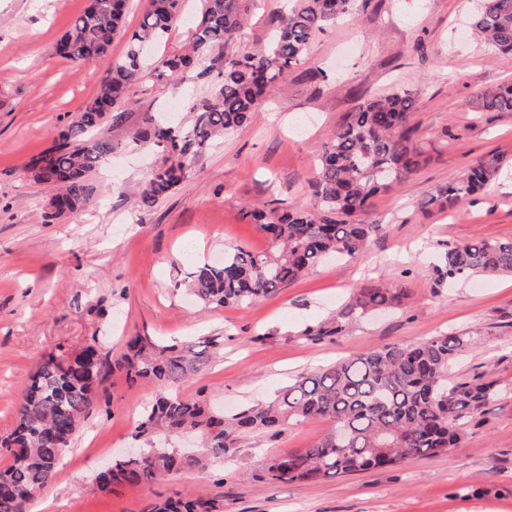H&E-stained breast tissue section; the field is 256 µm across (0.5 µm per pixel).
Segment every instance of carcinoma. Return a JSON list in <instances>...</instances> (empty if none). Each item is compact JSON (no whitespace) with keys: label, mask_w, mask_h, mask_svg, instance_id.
Instances as JSON below:
<instances>
[{"label":"carcinoma","mask_w":512,"mask_h":512,"mask_svg":"<svg viewBox=\"0 0 512 512\" xmlns=\"http://www.w3.org/2000/svg\"><path fill=\"white\" fill-rule=\"evenodd\" d=\"M242 2L204 0L191 46L154 61L145 54V46L158 48L164 43L182 18L184 0H149L143 21L118 60L112 59V43L125 31L128 0H88L58 50L77 68L106 62L107 74L60 140L28 165L34 181L57 190L45 222L78 212L104 194L105 188L90 174L124 144L112 140L103 127L123 122L121 107L143 74L158 79L188 72L200 78L217 74L208 94L195 101L188 125L172 127L147 112L142 127L132 134L134 144H146L161 156L136 194L138 206L150 209L178 188L189 163L216 138L255 119L267 90L305 60L312 36L350 12L355 0H291L263 48L229 52L228 45L244 25L247 8ZM469 24L493 52L512 54V0H483ZM416 104V93L397 87L348 113L323 146L315 206L294 212H249L269 242L267 250L230 246L221 263L197 266L189 281L195 300L217 307L247 305L304 276L329 255L360 253L375 229L366 220L373 198L402 184L420 166L409 126ZM484 110L512 112V84L483 92L477 111ZM502 163L498 154L478 159L460 179L431 194L426 205L453 206L472 199L497 177ZM500 273H512L511 241L456 244L433 269L441 283ZM406 298L403 288H361L335 316L306 327L301 337L341 334L353 322L399 306ZM471 345L469 336L452 332L418 344L370 347L319 371L294 376L274 400L231 417L202 400L181 396L182 384L205 360L195 341L169 344L136 335L114 364L95 341L78 349L60 348L20 386L15 425L0 437V457L7 458L0 469V512H25V504L53 480L114 366L129 382L153 383L158 394L133 432L144 443L143 456L112 459L111 476L95 477L97 490L150 484L186 469L206 473L235 455L247 434L275 435L291 422H331V430L315 444L274 452L249 472L253 479L290 484L391 468L414 458L433 459L456 447L468 428L480 424L497 393L496 382L483 375L449 379L452 364ZM186 430L200 439L190 455L174 445ZM149 512H224V503L199 492L168 499Z\"/></svg>","instance_id":"carcinoma-1"}]
</instances>
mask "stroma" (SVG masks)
I'll use <instances>...</instances> for the list:
<instances>
[{
    "mask_svg": "<svg viewBox=\"0 0 512 512\" xmlns=\"http://www.w3.org/2000/svg\"><path fill=\"white\" fill-rule=\"evenodd\" d=\"M86 4L0 0V434L12 427L19 386L58 346L76 349L96 338L116 359L137 333L166 342L218 340L181 393L228 415L274 399L299 373L373 346L451 331L473 339L451 376L489 373L498 395L459 447L394 469L291 485L247 478L270 452L308 447L330 428L306 421L275 437H243L237 457L215 468V484L189 469L101 493L92 484L96 470L137 447L133 427L155 395L151 383H128L116 370L27 512H149L156 502L205 487L223 498L224 512H512V274L443 285L431 275L449 246L512 240V112L474 114L482 91L512 83V55L468 35L477 0H357L350 15L312 37L306 59L271 88L251 124L191 162L171 196L140 209L131 191L157 157L119 150L92 174L107 188L99 202L48 224L54 190L26 167L104 77L101 66L78 70L57 52ZM286 5L254 0L233 50L262 47ZM394 87L418 97L410 123L424 163L374 198L368 220L377 229L361 254L322 262L245 307L203 309L175 289L200 263H220L225 246L266 249L249 211L311 207L324 143L361 101ZM201 92L190 74L174 82L145 78L131 87L126 120L110 133L125 141L147 112L187 121ZM490 152L504 164L481 194L445 209L425 206L438 186ZM373 285L407 289L409 298L341 335L301 338L305 326Z\"/></svg>",
    "mask_w": 512,
    "mask_h": 512,
    "instance_id": "stroma-1",
    "label": "stroma"
}]
</instances>
